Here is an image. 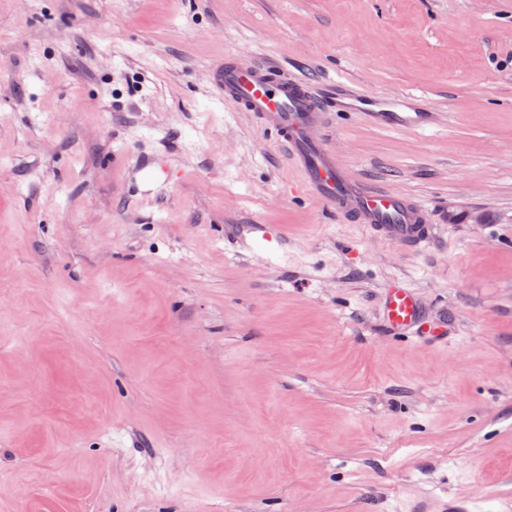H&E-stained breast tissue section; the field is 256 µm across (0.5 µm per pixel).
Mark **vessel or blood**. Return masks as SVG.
<instances>
[{
    "instance_id": "vessel-or-blood-1",
    "label": "vessel or blood",
    "mask_w": 512,
    "mask_h": 512,
    "mask_svg": "<svg viewBox=\"0 0 512 512\" xmlns=\"http://www.w3.org/2000/svg\"><path fill=\"white\" fill-rule=\"evenodd\" d=\"M212 82L219 97L249 113L287 147L309 197L401 247L420 248L433 238L435 227L421 200L352 178L325 140L330 117L336 112H361L395 131L420 132L439 126L441 113L430 111L422 97L321 91L278 64L257 60L243 67L230 54L213 68ZM384 318L391 328L414 334L422 328L425 315L417 295L395 283L387 290Z\"/></svg>"
}]
</instances>
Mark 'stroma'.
<instances>
[{"label": "stroma", "instance_id": "stroma-1", "mask_svg": "<svg viewBox=\"0 0 512 512\" xmlns=\"http://www.w3.org/2000/svg\"><path fill=\"white\" fill-rule=\"evenodd\" d=\"M228 52L449 112L330 128L353 176L425 202L432 242L300 193L216 99ZM397 280L445 343L386 326ZM509 498L512 0H0V512Z\"/></svg>", "mask_w": 512, "mask_h": 512}]
</instances>
